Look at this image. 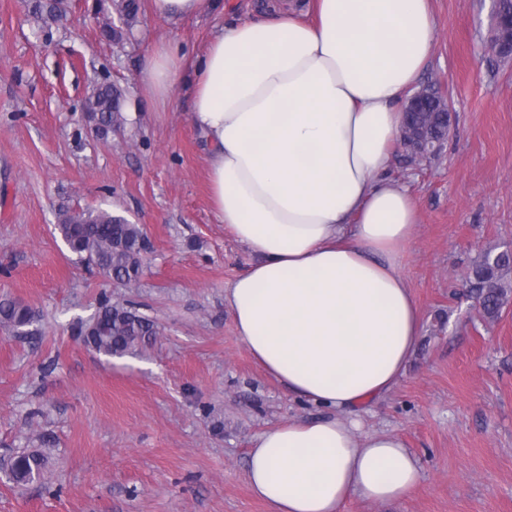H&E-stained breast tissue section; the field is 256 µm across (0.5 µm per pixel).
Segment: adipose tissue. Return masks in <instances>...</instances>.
I'll list each match as a JSON object with an SVG mask.
<instances>
[{"instance_id":"obj_1","label":"adipose tissue","mask_w":512,"mask_h":512,"mask_svg":"<svg viewBox=\"0 0 512 512\" xmlns=\"http://www.w3.org/2000/svg\"><path fill=\"white\" fill-rule=\"evenodd\" d=\"M433 36L429 0H309L222 26L191 61L157 43L141 70L154 99L190 84L214 212L253 255L226 291L237 339L326 409L254 441L248 481L270 512L399 502L419 482L399 437L357 431L421 333L401 273L417 211L388 167Z\"/></svg>"}]
</instances>
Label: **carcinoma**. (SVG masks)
Instances as JSON below:
<instances>
[{
  "label": "carcinoma",
  "instance_id": "obj_1",
  "mask_svg": "<svg viewBox=\"0 0 512 512\" xmlns=\"http://www.w3.org/2000/svg\"><path fill=\"white\" fill-rule=\"evenodd\" d=\"M30 12L56 21L63 17L65 6L63 0H34ZM121 99V91L110 82L93 88L88 97L93 111L86 113L85 117L96 135L106 139L121 124ZM411 122L427 129L428 139L421 149L423 153L448 137V116L443 112H413ZM57 229L78 262L95 269L103 277L125 284L136 282L141 277L145 233L140 225L103 209L62 210ZM510 273L512 253L488 250L467 274L465 287L479 301L485 317H498L507 297L504 277ZM0 328L11 333L35 330L37 318L29 307L4 297L0 299ZM155 335L153 321L105 297L83 336V342L94 352L112 358L122 357L147 345ZM46 469L47 458L37 449L16 456L11 463V470L20 481L33 473L41 480Z\"/></svg>",
  "mask_w": 512,
  "mask_h": 512
}]
</instances>
